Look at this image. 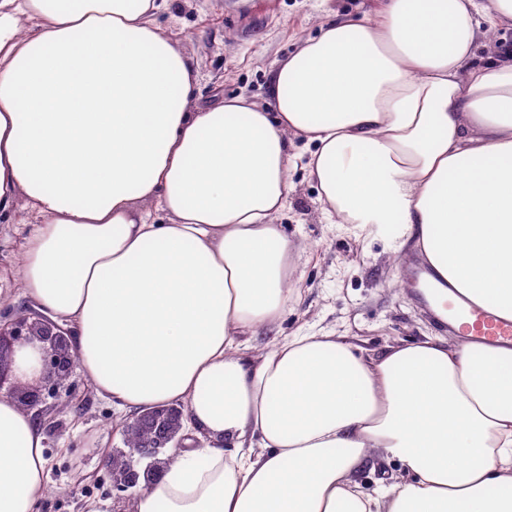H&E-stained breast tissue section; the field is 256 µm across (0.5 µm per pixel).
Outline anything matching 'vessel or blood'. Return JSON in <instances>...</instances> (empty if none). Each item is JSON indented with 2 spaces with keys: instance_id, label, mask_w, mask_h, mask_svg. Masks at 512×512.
I'll list each match as a JSON object with an SVG mask.
<instances>
[{
  "instance_id": "b4317fda",
  "label": "vessel or blood",
  "mask_w": 512,
  "mask_h": 512,
  "mask_svg": "<svg viewBox=\"0 0 512 512\" xmlns=\"http://www.w3.org/2000/svg\"><path fill=\"white\" fill-rule=\"evenodd\" d=\"M422 299L435 310L437 323L471 342L512 345V319L470 302L452 285L422 292Z\"/></svg>"
}]
</instances>
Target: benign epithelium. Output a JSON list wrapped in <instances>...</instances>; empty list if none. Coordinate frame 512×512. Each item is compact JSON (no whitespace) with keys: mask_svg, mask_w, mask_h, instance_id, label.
<instances>
[{"mask_svg":"<svg viewBox=\"0 0 512 512\" xmlns=\"http://www.w3.org/2000/svg\"><path fill=\"white\" fill-rule=\"evenodd\" d=\"M72 332L44 316H15L0 324V385L7 377L15 376V347L19 344H38L40 373L30 382L14 380L17 399L24 407L32 408L46 397L56 396V390L72 374L76 362L72 353ZM183 408L180 405L157 407L141 414H133L126 423V435L132 436L138 428L148 426L154 435L141 442L134 452L139 458H154L173 442L182 428ZM107 473L112 490L121 493L137 491L141 483L158 479L162 466L151 464L141 470L134 460L112 459Z\"/></svg>","mask_w":512,"mask_h":512,"instance_id":"benign-epithelium-1","label":"benign epithelium"}]
</instances>
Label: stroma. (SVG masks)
I'll use <instances>...</instances> for the list:
<instances>
[{"instance_id":"35a3bbf8","label":"stroma","mask_w":512,"mask_h":512,"mask_svg":"<svg viewBox=\"0 0 512 512\" xmlns=\"http://www.w3.org/2000/svg\"><path fill=\"white\" fill-rule=\"evenodd\" d=\"M380 0H170L158 25L190 56L198 75V103L206 107L243 95L267 103L269 75L301 39L318 30L322 9L373 17ZM279 217L293 246L291 279L297 294L281 328L285 336H347L378 356L388 346L441 335L425 303L401 281L404 261L386 229L362 236L328 223L317 190L303 168ZM28 232L17 218L0 215V315L34 312L11 272ZM47 443L48 492L41 512H81L86 499L109 493L104 483L110 457L128 453L125 413L99 397L73 372L58 397L30 411Z\"/></svg>"}]
</instances>
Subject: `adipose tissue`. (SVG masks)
<instances>
[{"instance_id": "adipose-tissue-1", "label": "adipose tissue", "mask_w": 512, "mask_h": 512, "mask_svg": "<svg viewBox=\"0 0 512 512\" xmlns=\"http://www.w3.org/2000/svg\"><path fill=\"white\" fill-rule=\"evenodd\" d=\"M168 0H0V212L34 221L13 276L74 331L95 392L185 409L133 512H512V346L429 337L358 355L274 328L294 141L320 210L413 242L433 278L512 319V0L325 14L270 101L200 110ZM488 55L476 60L475 48ZM45 437L0 393V512L47 494ZM400 474L365 492L372 456Z\"/></svg>"}]
</instances>
